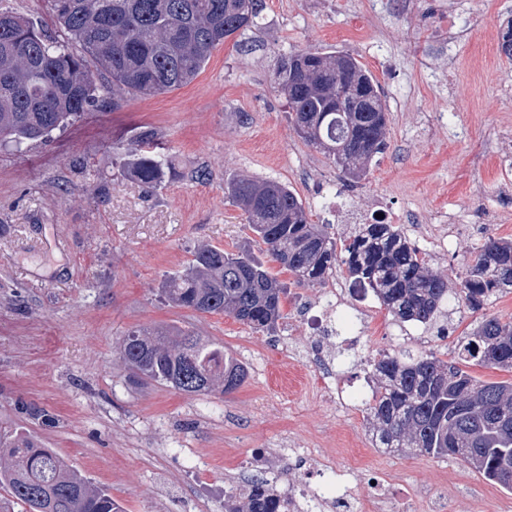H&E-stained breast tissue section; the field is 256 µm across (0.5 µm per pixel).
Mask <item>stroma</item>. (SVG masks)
Returning <instances> with one entry per match:
<instances>
[{"label": "stroma", "mask_w": 512, "mask_h": 512, "mask_svg": "<svg viewBox=\"0 0 512 512\" xmlns=\"http://www.w3.org/2000/svg\"><path fill=\"white\" fill-rule=\"evenodd\" d=\"M263 2L259 27L214 51L181 89L84 113L45 144L0 148V427L28 430L126 512H224L238 468L283 448L299 454L280 488L315 482L318 460L333 455L356 487L351 512L378 492L424 512H512V492L463 462L376 448L363 400L375 359L400 349L451 359L481 316L512 321V292L478 314L449 298L430 325L396 319L367 296L368 334L340 320L323 344L343 390L336 405L306 367L303 308L323 302L324 285L297 284L271 264L285 288L271 334L159 294L198 246L245 243V218L225 192L236 177L286 184L339 241L351 209L426 222L443 208L457 232L428 264L457 288L479 247L512 239V147L499 144L512 134V62L499 52L512 0ZM294 47L350 53L381 86L387 147L359 182L288 122L273 73ZM145 128L182 173L150 196L116 166ZM57 239L66 250L52 251ZM173 323L223 345L246 382L224 395L134 382L122 336ZM374 474L383 486L369 484Z\"/></svg>", "instance_id": "stroma-1"}]
</instances>
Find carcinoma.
<instances>
[{
	"instance_id": "carcinoma-1",
	"label": "carcinoma",
	"mask_w": 512,
	"mask_h": 512,
	"mask_svg": "<svg viewBox=\"0 0 512 512\" xmlns=\"http://www.w3.org/2000/svg\"><path fill=\"white\" fill-rule=\"evenodd\" d=\"M58 35L16 12L0 11V145L16 149L47 141L83 113L127 97H154L198 77L213 51L257 27L261 0H46ZM304 58L306 70L291 60ZM336 52L291 50L281 56L274 84L285 95L297 135L318 148L350 181L386 147L388 106L377 80L353 56L336 66ZM360 78L375 88L364 112L336 111V89L349 94ZM151 193L179 178L150 129L139 132L123 158ZM228 197L271 260L298 284L322 283L338 267L404 321L428 322L448 299V279L429 271L392 224H356L336 243L288 186L234 178ZM512 290V240L491 238L467 261L457 299L471 310ZM169 304L200 314H230L269 332L283 318L279 279L246 251L203 244L182 271L163 281ZM119 357L140 383L192 394L228 393L247 378L245 367L218 343L175 324L135 327ZM512 372V321L484 316L456 344V356L404 351L374 364L366 403L375 446L403 455L452 457L486 480L512 489V383L482 381L467 367ZM125 512L108 489L93 484L53 449L18 429H0V512ZM264 482L229 496L224 512H278Z\"/></svg>"
}]
</instances>
